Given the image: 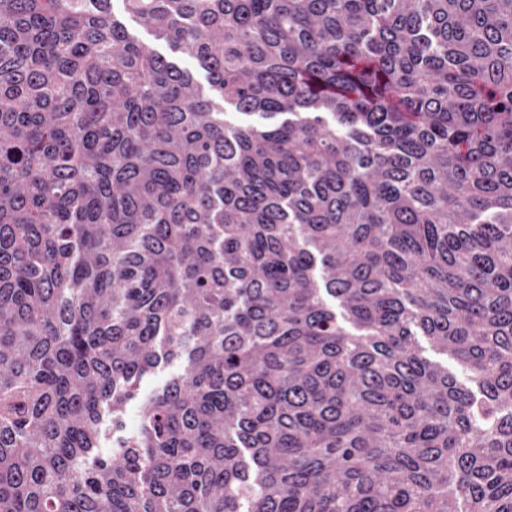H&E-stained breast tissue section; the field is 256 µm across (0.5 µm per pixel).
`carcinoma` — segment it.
<instances>
[{
	"mask_svg": "<svg viewBox=\"0 0 512 512\" xmlns=\"http://www.w3.org/2000/svg\"><path fill=\"white\" fill-rule=\"evenodd\" d=\"M120 2L0 0V512H512V0Z\"/></svg>",
	"mask_w": 512,
	"mask_h": 512,
	"instance_id": "1",
	"label": "carcinoma"
}]
</instances>
